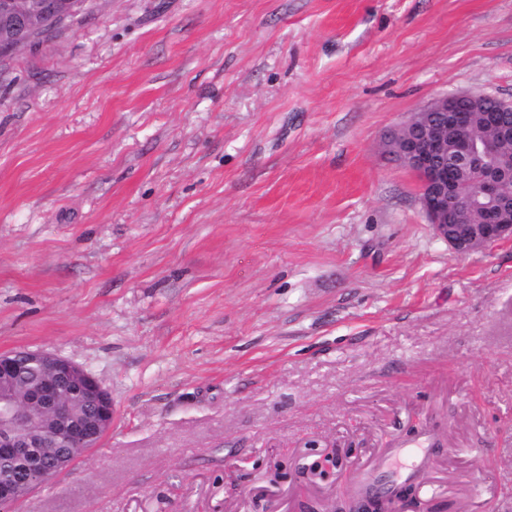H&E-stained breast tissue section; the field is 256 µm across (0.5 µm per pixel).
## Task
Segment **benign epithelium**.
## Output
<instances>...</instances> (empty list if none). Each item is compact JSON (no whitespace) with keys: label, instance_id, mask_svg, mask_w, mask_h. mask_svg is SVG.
Instances as JSON below:
<instances>
[{"label":"benign epithelium","instance_id":"obj_1","mask_svg":"<svg viewBox=\"0 0 512 512\" xmlns=\"http://www.w3.org/2000/svg\"><path fill=\"white\" fill-rule=\"evenodd\" d=\"M78 0H0V52L28 46L48 23L66 20ZM462 92L437 98L402 123L384 151L422 178L420 203L436 232L457 253L512 240V102ZM480 210L486 223L469 224ZM112 423V396L72 359L45 350L0 353V464L23 457L32 470L0 479V512L71 469L97 446ZM395 501L375 497L347 512H399Z\"/></svg>","mask_w":512,"mask_h":512}]
</instances>
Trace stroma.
Wrapping results in <instances>:
<instances>
[{
  "label": "stroma",
  "mask_w": 512,
  "mask_h": 512,
  "mask_svg": "<svg viewBox=\"0 0 512 512\" xmlns=\"http://www.w3.org/2000/svg\"><path fill=\"white\" fill-rule=\"evenodd\" d=\"M512 100V0H85L0 59V353L112 395L12 512H324L385 448L512 512V241L458 254L382 142Z\"/></svg>",
  "instance_id": "35a3bbf8"
}]
</instances>
